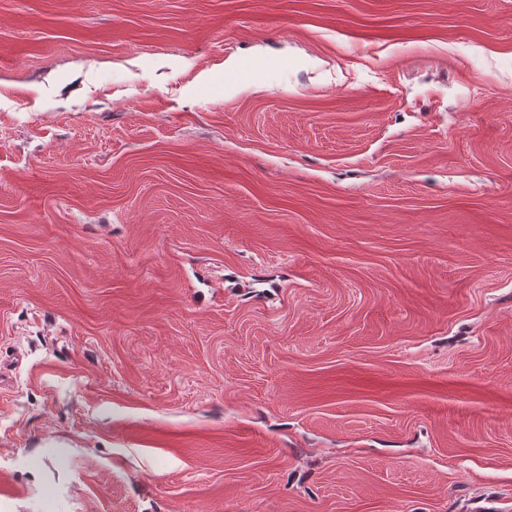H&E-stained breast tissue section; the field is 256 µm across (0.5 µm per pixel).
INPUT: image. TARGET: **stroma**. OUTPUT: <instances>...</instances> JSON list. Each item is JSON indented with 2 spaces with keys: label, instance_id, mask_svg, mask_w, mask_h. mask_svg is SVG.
I'll return each mask as SVG.
<instances>
[{
  "label": "stroma",
  "instance_id": "stroma-1",
  "mask_svg": "<svg viewBox=\"0 0 512 512\" xmlns=\"http://www.w3.org/2000/svg\"><path fill=\"white\" fill-rule=\"evenodd\" d=\"M0 512H512V0H0Z\"/></svg>",
  "mask_w": 512,
  "mask_h": 512
}]
</instances>
